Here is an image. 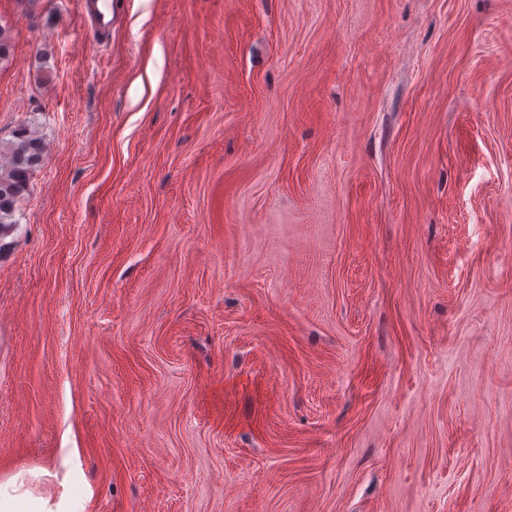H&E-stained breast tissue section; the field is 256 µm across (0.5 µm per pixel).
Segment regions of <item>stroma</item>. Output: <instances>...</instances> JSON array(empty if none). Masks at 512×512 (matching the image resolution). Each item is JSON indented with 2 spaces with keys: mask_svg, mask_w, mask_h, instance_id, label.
<instances>
[{
  "mask_svg": "<svg viewBox=\"0 0 512 512\" xmlns=\"http://www.w3.org/2000/svg\"><path fill=\"white\" fill-rule=\"evenodd\" d=\"M0 483L66 512H512V0H0ZM9 148V160L0 164V238L15 220L17 204L25 194L30 178L45 156V146L26 128H19Z\"/></svg>",
  "mask_w": 512,
  "mask_h": 512,
  "instance_id": "1",
  "label": "stroma"
}]
</instances>
